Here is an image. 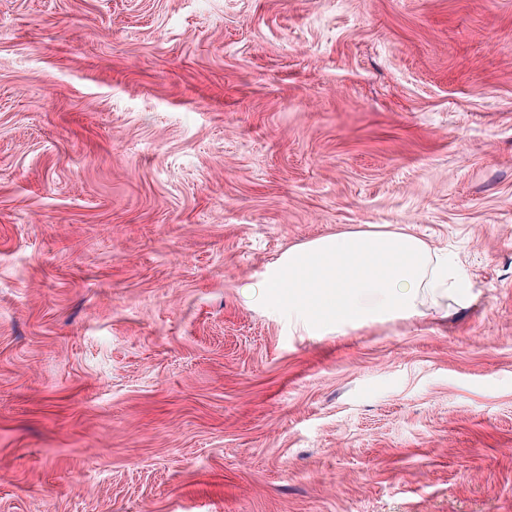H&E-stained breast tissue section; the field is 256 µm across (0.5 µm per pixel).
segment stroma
I'll return each instance as SVG.
<instances>
[{
	"instance_id": "obj_1",
	"label": "stroma",
	"mask_w": 512,
	"mask_h": 512,
	"mask_svg": "<svg viewBox=\"0 0 512 512\" xmlns=\"http://www.w3.org/2000/svg\"><path fill=\"white\" fill-rule=\"evenodd\" d=\"M360 224L478 305L243 298ZM0 512H512V0H0Z\"/></svg>"
}]
</instances>
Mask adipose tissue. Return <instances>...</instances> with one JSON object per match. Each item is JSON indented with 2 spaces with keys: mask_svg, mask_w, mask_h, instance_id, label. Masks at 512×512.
I'll list each match as a JSON object with an SVG mask.
<instances>
[{
  "mask_svg": "<svg viewBox=\"0 0 512 512\" xmlns=\"http://www.w3.org/2000/svg\"><path fill=\"white\" fill-rule=\"evenodd\" d=\"M261 286L264 301L287 297L289 321L302 336L445 318L478 301L456 259L390 224L350 227L291 246Z\"/></svg>",
  "mask_w": 512,
  "mask_h": 512,
  "instance_id": "obj_1",
  "label": "adipose tissue"
}]
</instances>
